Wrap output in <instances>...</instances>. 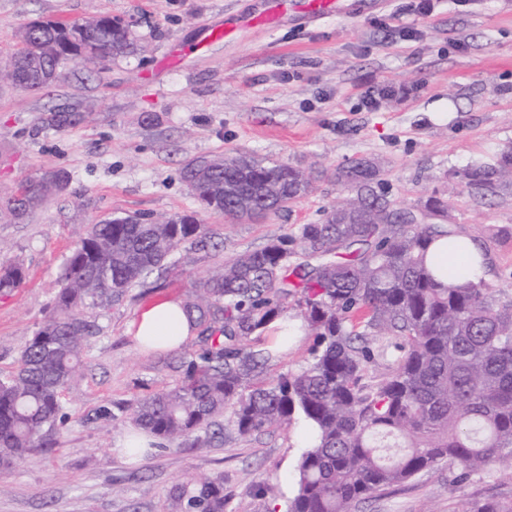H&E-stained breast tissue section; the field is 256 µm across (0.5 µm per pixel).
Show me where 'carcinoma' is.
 I'll use <instances>...</instances> for the list:
<instances>
[{"mask_svg":"<svg viewBox=\"0 0 512 512\" xmlns=\"http://www.w3.org/2000/svg\"><path fill=\"white\" fill-rule=\"evenodd\" d=\"M134 51L120 17L41 20L23 29L4 68H13L18 88L40 91L62 80L71 61ZM76 122L74 112L47 119L58 131ZM182 174L204 211L237 221L274 215L312 191L310 173L255 157H195ZM455 177L475 198L497 197L512 189V149ZM336 182L352 196L321 221L226 258L218 272L193 282L183 309L203 346L185 355L173 388L128 406L132 420L164 441L187 440L223 414L243 436L302 421L314 439L298 461L288 512H349L352 503L441 465L461 483L493 464L512 466V300L482 280L438 281L429 247L457 234L444 222L440 198L418 210L396 207L369 160L337 168ZM67 184L66 171L46 170L0 198V215L22 221ZM185 242L219 247L191 215L134 213L90 225L66 259L53 311L14 371L0 375L1 471L51 445L67 420L62 391L100 333L88 312L122 302ZM24 280L23 266L1 268L0 294ZM290 298L314 336L311 361L267 381L261 374L274 351H255L247 341L288 314ZM372 336L394 337L399 356L367 386ZM172 497L176 512H224V476L177 486Z\"/></svg>","mask_w":512,"mask_h":512,"instance_id":"obj_1","label":"carcinoma"}]
</instances>
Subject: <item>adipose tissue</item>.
<instances>
[{
  "label": "adipose tissue",
  "mask_w": 512,
  "mask_h": 512,
  "mask_svg": "<svg viewBox=\"0 0 512 512\" xmlns=\"http://www.w3.org/2000/svg\"><path fill=\"white\" fill-rule=\"evenodd\" d=\"M434 260L446 271V282L462 285L472 277L489 279L488 261L481 247L467 235L449 239L445 250L436 252ZM130 334L134 342L145 348L177 350L194 335L181 302L167 298L143 307L133 321Z\"/></svg>",
  "instance_id": "ef3b65f1"
}]
</instances>
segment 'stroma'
Wrapping results in <instances>:
<instances>
[{"label":"stroma","instance_id":"obj_1","mask_svg":"<svg viewBox=\"0 0 512 512\" xmlns=\"http://www.w3.org/2000/svg\"><path fill=\"white\" fill-rule=\"evenodd\" d=\"M339 0L316 22L288 11L254 26L267 0H0V56L19 47L36 20L83 21L111 14L131 23L137 54L92 65L67 64L65 79L42 91L0 80V196L49 168L70 175L20 223L0 219V267L24 264L25 283L0 296V373L11 372L26 341L53 306L67 256L101 219L148 212L197 216L224 239L220 251L183 244L167 270L125 300L93 311L101 331L62 394L70 418L51 448L0 473V512H172L178 484L224 476V512H286L302 424L240 436L197 432L132 457L119 442L133 423L127 404L179 380L183 350L145 352L128 335L140 309L185 298L193 281L224 258L256 251L300 225L318 222L343 200L336 169L375 162L391 199L418 208L430 196L448 221L484 249L490 285L512 295V193L479 202L455 171L492 161L512 147V0ZM233 26L208 51L193 45L209 24ZM464 42V51L453 48ZM181 65L162 67L172 46ZM393 87L378 111L361 96ZM79 106L83 120L62 131L47 124L52 106ZM251 154L312 172L313 190L257 222L202 211L181 177L202 155ZM488 499L512 502V469L495 466L464 484L447 467L419 473L351 512H473Z\"/></svg>","mask_w":512,"mask_h":512}]
</instances>
